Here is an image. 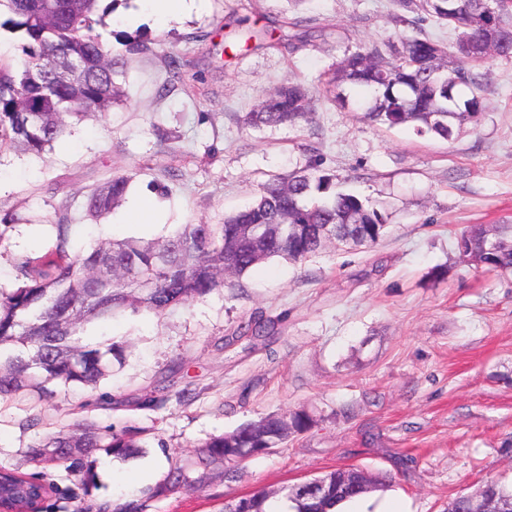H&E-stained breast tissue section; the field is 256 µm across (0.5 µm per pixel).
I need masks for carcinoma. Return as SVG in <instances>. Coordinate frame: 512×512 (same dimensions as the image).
Returning a JSON list of instances; mask_svg holds the SVG:
<instances>
[{"label": "carcinoma", "instance_id": "1", "mask_svg": "<svg viewBox=\"0 0 512 512\" xmlns=\"http://www.w3.org/2000/svg\"><path fill=\"white\" fill-rule=\"evenodd\" d=\"M100 0H0V29L21 34L23 58L0 63V141L23 152L43 154L67 133L68 112L75 97L90 110L104 114L117 95L115 77L124 62L105 50L95 26L104 25ZM407 11L418 8L457 32L456 56L429 38L403 35L387 42L392 60L377 46L343 58L326 90L349 85L363 103L364 118L389 128L410 126L419 135L452 141L455 126L477 118L484 107L478 70L491 58H512V0H398ZM69 57L83 62L74 83L47 93L40 59ZM28 105L31 112L20 108ZM313 101L299 84L283 83L253 112L252 126L298 127L312 122ZM130 177L115 176L93 189L87 212L108 213L124 199ZM386 217L372 200L336 189V175L309 160L286 176L273 175L259 187L256 200L224 218L222 224H183L170 236L153 241L136 237L107 239L87 252L74 250L73 225L58 223L48 250L26 256L16 265L15 287L0 290V397L22 390L48 392V385L94 387L112 373V357L122 349L108 339L92 343L85 326L107 321L128 310L157 315L219 293L224 277H240L257 265L280 257L294 262L322 251L330 237L325 225H339L348 240L376 244L384 235ZM468 261L488 272L512 271V223L474 225L462 234ZM273 329L258 317L242 321V336L262 337ZM173 377L163 378L137 402L140 409L160 407ZM315 420L305 410L271 414L232 432L213 436L198 449L199 476L190 480L181 469H170L163 483L146 499L174 494L200 483L226 464L242 461L262 448H274L308 432ZM147 429L127 425L100 431L78 419L66 433L40 441L26 452L37 471L0 469L26 487H44L46 471L62 462L93 482L91 455L103 451L120 458L143 453ZM372 480L338 494H304L290 485L283 499L292 512H330L336 505L366 494ZM273 498L257 491L224 507V512H266Z\"/></svg>", "mask_w": 512, "mask_h": 512}]
</instances>
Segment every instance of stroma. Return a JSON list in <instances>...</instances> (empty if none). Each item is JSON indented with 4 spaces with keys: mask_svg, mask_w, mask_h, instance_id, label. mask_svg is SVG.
I'll use <instances>...</instances> for the list:
<instances>
[{
    "mask_svg": "<svg viewBox=\"0 0 512 512\" xmlns=\"http://www.w3.org/2000/svg\"><path fill=\"white\" fill-rule=\"evenodd\" d=\"M398 12L396 0H203L168 20L146 16L144 0H117L100 33L124 61L121 102L72 125L43 155L0 143L5 289L19 259L52 246L54 223L71 224L74 247L85 250L107 236L154 239L182 224H219L269 175L312 156L387 218L373 247L332 245L298 263L276 258L165 314L88 324V336L125 348L97 389L0 398V466L25 473L34 470L26 449L66 430L73 408L103 427L150 430L137 458L96 453L93 488L66 466L49 470L53 490L41 512H112L143 499L147 512H221L225 502L341 467L381 483L356 512L394 503L403 512H448L451 499L489 479L512 486V273H487L456 249L472 225L512 221V61L482 69L487 108L453 141L371 124L324 89L345 54L399 34L447 47L456 40L435 17L421 13L407 26ZM134 14L141 22L129 23ZM284 35L295 46L281 43ZM133 41L141 52L128 53ZM168 51L201 96L168 84ZM286 79L309 90L312 124L248 127L247 112ZM118 175L129 176L130 199L153 201L152 224H141L130 199L86 217L88 194ZM254 315L274 321L271 337L235 338ZM175 365L181 376L163 406L124 407ZM187 384L195 397L186 404L177 392ZM300 409L316 420L309 432L198 489L146 499L171 467H190L208 438Z\"/></svg>",
    "mask_w": 512,
    "mask_h": 512,
    "instance_id": "1",
    "label": "stroma"
}]
</instances>
